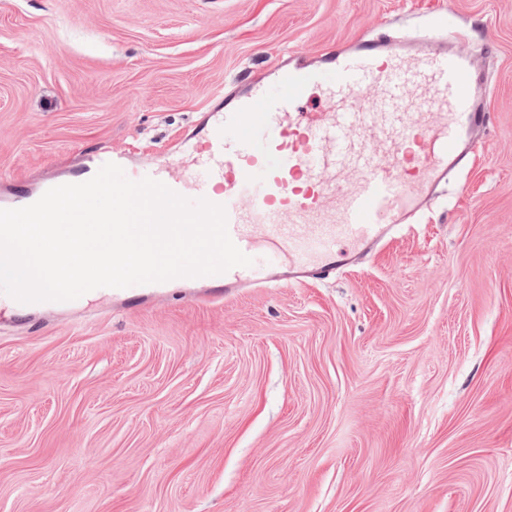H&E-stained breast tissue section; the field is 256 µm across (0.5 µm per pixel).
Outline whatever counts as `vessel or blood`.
I'll list each match as a JSON object with an SVG mask.
<instances>
[{
	"label": "vessel or blood",
	"mask_w": 512,
	"mask_h": 512,
	"mask_svg": "<svg viewBox=\"0 0 512 512\" xmlns=\"http://www.w3.org/2000/svg\"><path fill=\"white\" fill-rule=\"evenodd\" d=\"M447 29L441 19L419 32L365 35L328 49L318 63L281 62L271 79L248 81L198 122L209 130L193 146L203 177H175L161 165L106 152L73 180L117 164L129 180L148 177L223 207L227 232L244 254L282 255L279 284L325 279L414 223L491 121L473 59L447 47ZM313 87L333 100L332 110L300 111ZM39 197L15 184L0 192V209ZM211 281L215 290L197 302L267 285L251 265Z\"/></svg>",
	"instance_id": "1"
}]
</instances>
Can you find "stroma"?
I'll return each mask as SVG.
<instances>
[{
	"label": "stroma",
	"mask_w": 512,
	"mask_h": 512,
	"mask_svg": "<svg viewBox=\"0 0 512 512\" xmlns=\"http://www.w3.org/2000/svg\"><path fill=\"white\" fill-rule=\"evenodd\" d=\"M442 17L492 121L361 267L0 310V512H512V0H0V176L192 175L220 88Z\"/></svg>",
	"instance_id": "obj_1"
}]
</instances>
